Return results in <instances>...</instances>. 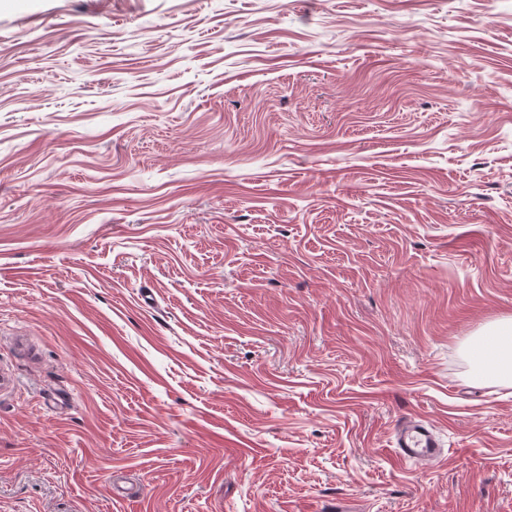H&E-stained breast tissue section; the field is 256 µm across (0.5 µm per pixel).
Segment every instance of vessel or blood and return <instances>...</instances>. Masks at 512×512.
Returning <instances> with one entry per match:
<instances>
[{"mask_svg": "<svg viewBox=\"0 0 512 512\" xmlns=\"http://www.w3.org/2000/svg\"><path fill=\"white\" fill-rule=\"evenodd\" d=\"M394 453L405 462H441L447 456L435 429L426 419L408 415L397 419L394 428Z\"/></svg>", "mask_w": 512, "mask_h": 512, "instance_id": "1", "label": "vessel or blood"}]
</instances>
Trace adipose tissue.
I'll return each mask as SVG.
<instances>
[{"instance_id": "ef3b65f1", "label": "adipose tissue", "mask_w": 512, "mask_h": 512, "mask_svg": "<svg viewBox=\"0 0 512 512\" xmlns=\"http://www.w3.org/2000/svg\"><path fill=\"white\" fill-rule=\"evenodd\" d=\"M475 363V381L512 385V319L490 325L467 348Z\"/></svg>"}]
</instances>
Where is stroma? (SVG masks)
<instances>
[{
    "label": "stroma",
    "instance_id": "stroma-1",
    "mask_svg": "<svg viewBox=\"0 0 512 512\" xmlns=\"http://www.w3.org/2000/svg\"><path fill=\"white\" fill-rule=\"evenodd\" d=\"M510 317L512 0H0V512H512ZM467 353L475 363L476 382L494 381L512 385V319L490 325ZM393 432L395 456L404 462L439 463L447 457L435 427L422 417L398 418Z\"/></svg>",
    "mask_w": 512,
    "mask_h": 512
}]
</instances>
